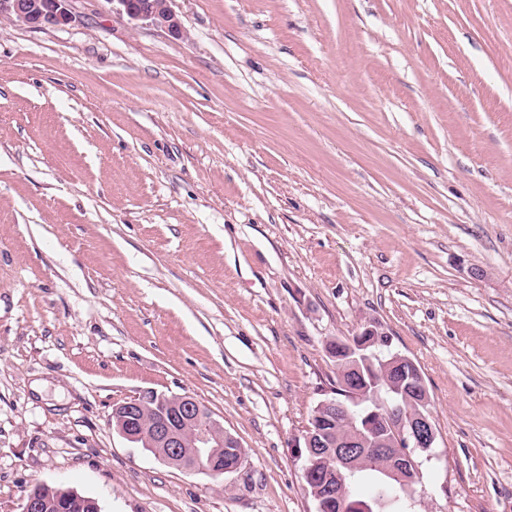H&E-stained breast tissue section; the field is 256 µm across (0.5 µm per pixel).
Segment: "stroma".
Segmentation results:
<instances>
[{"instance_id":"obj_1","label":"stroma","mask_w":512,"mask_h":512,"mask_svg":"<svg viewBox=\"0 0 512 512\" xmlns=\"http://www.w3.org/2000/svg\"><path fill=\"white\" fill-rule=\"evenodd\" d=\"M171 6L0 18V512H316L296 446L370 320L438 431L410 512H512V0ZM146 390L241 468L127 440ZM112 8L125 13L131 20L147 21L151 25L163 28L176 36L183 34L181 22L170 6V0H163L158 5L154 1L138 2L137 0H110ZM113 416L118 432L126 439L141 443L156 458L179 469L212 476L227 474L224 469L238 454L225 448L238 450L244 461L237 438L190 394L169 397L146 391L118 404ZM21 512H102L99 501L60 486L38 484L26 493Z\"/></svg>"}]
</instances>
